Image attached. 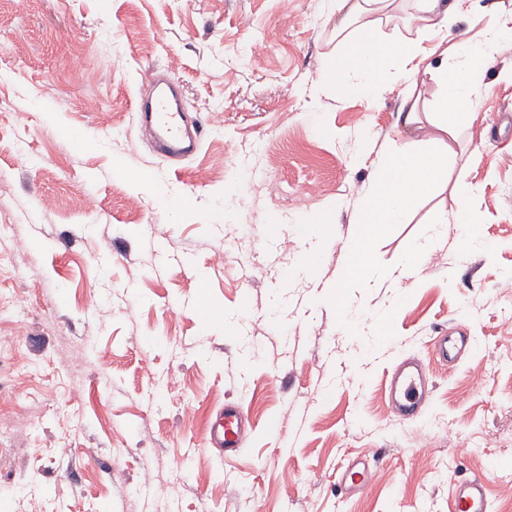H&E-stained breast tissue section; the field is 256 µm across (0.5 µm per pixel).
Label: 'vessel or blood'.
Here are the masks:
<instances>
[{
  "label": "vessel or blood",
  "mask_w": 512,
  "mask_h": 512,
  "mask_svg": "<svg viewBox=\"0 0 512 512\" xmlns=\"http://www.w3.org/2000/svg\"><path fill=\"white\" fill-rule=\"evenodd\" d=\"M139 112L156 128L164 156L187 158L197 154L200 137L186 134L187 116L183 110L173 106L166 93H154ZM475 346V341L448 332L441 333L433 342L435 356L443 363L455 360ZM387 393L391 413L406 421L418 420L429 397L424 368L415 361H404L389 377ZM244 418L245 411L238 405H227L216 411L208 425L211 448L222 455L237 453L244 431ZM370 467L371 462L366 458L348 464L339 478L342 489L351 495L364 491L369 482ZM448 512H491L486 483L479 478L457 482L448 496Z\"/></svg>",
  "instance_id": "1"
}]
</instances>
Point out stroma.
I'll return each mask as SVG.
<instances>
[{
	"label": "stroma",
	"instance_id": "stroma-1",
	"mask_svg": "<svg viewBox=\"0 0 512 512\" xmlns=\"http://www.w3.org/2000/svg\"><path fill=\"white\" fill-rule=\"evenodd\" d=\"M509 15L512 0H468L448 42ZM342 17L332 0H28L21 13L0 0V496L14 512L31 481L42 512H158L134 492L146 468L178 512H448L474 476L492 512H512V453L498 448L512 441V56L490 62L477 121L449 139V187H474L473 224L435 223L449 187L412 201L376 241L377 268L427 241L431 253L400 287L351 289L357 316L390 332L352 339L333 300L374 172L358 142L423 146L434 128L403 115L438 89L396 82L368 101L322 83ZM158 73L202 127L180 164L156 155L135 110ZM140 171L193 209L134 187ZM328 216L330 239L304 231ZM464 231L476 245L462 256ZM456 325L476 347L440 364L431 338ZM409 357L431 388L416 422L386 394ZM233 403L250 424L225 458L208 421ZM437 418L455 437L416 452ZM478 440L486 452L462 455ZM365 456L367 490L342 494V466Z\"/></svg>",
	"mask_w": 512,
	"mask_h": 512
}]
</instances>
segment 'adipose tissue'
<instances>
[{
  "instance_id": "obj_1",
  "label": "adipose tissue",
  "mask_w": 512,
  "mask_h": 512,
  "mask_svg": "<svg viewBox=\"0 0 512 512\" xmlns=\"http://www.w3.org/2000/svg\"><path fill=\"white\" fill-rule=\"evenodd\" d=\"M349 16L366 21L323 74L346 94L367 97L401 77L407 84L426 81L438 88L436 110L430 118L437 131L427 149L407 150L388 144L377 153L375 175L360 195L357 228L345 245L346 262L336 272L338 285L381 284L397 287L401 277L378 273L373 259L376 240L388 225L399 223L408 204L434 193L443 183L452 149L444 136L459 125H473L481 77L501 41L512 38V21L501 20L482 41L441 50L436 63H426L427 51L412 39L392 40L380 29L394 0H341ZM408 22L418 31L442 32L450 15L462 12L465 0H414Z\"/></svg>"
}]
</instances>
